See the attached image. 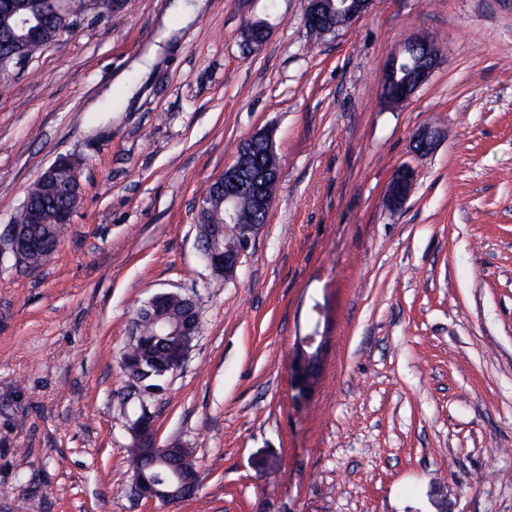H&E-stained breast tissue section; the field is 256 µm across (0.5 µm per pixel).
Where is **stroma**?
<instances>
[{
  "instance_id": "stroma-1",
  "label": "stroma",
  "mask_w": 512,
  "mask_h": 512,
  "mask_svg": "<svg viewBox=\"0 0 512 512\" xmlns=\"http://www.w3.org/2000/svg\"><path fill=\"white\" fill-rule=\"evenodd\" d=\"M304 0H126L0 75V233L58 157L82 198L48 261L0 257V512H512V0H375L323 41ZM269 38L247 50L245 21ZM440 62L381 97L404 42ZM437 149L416 154L423 125ZM269 129L267 221L236 277L198 202ZM415 172L401 211L384 193ZM200 333L149 403L192 449L183 502L130 493L120 367L138 307ZM325 338L294 388L298 337ZM420 50L422 53L421 66L417 71V75L412 83L406 84L398 89V94L395 96H386L384 101L390 105L404 104L412 98L416 91L428 80L429 76L436 68L438 64V49L435 44L425 37L414 38L406 43L401 51L396 53L389 61L386 67V78L385 82L387 86H390L392 81L395 80V70L397 63L401 58L406 56L410 49ZM397 83V82H396ZM395 83V84H396ZM383 84L382 96L389 90H397L393 86L387 87ZM63 165H69L71 167V173L73 179L80 183L79 175H78V161L71 156H61L59 157L53 164H51L48 168H46L42 173L46 176V178L50 177L53 172L56 170L54 176V182L58 185H64L70 182L71 174L66 167H60Z\"/></svg>"
}]
</instances>
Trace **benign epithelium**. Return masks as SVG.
Returning <instances> with one entry per match:
<instances>
[{
	"instance_id": "1",
	"label": "benign epithelium",
	"mask_w": 512,
	"mask_h": 512,
	"mask_svg": "<svg viewBox=\"0 0 512 512\" xmlns=\"http://www.w3.org/2000/svg\"><path fill=\"white\" fill-rule=\"evenodd\" d=\"M305 2V26L315 28L322 21L325 0ZM340 2L344 4L341 8V23L331 28L333 32L353 24L366 15L374 0ZM123 4L124 0H88L86 17H103L121 8ZM44 14H52L59 18L60 31L73 29L65 0H0V15L13 20L16 26L33 34L38 33L33 24ZM241 37L244 45L259 49L267 41L268 29L261 22L249 21L243 26ZM413 48L422 53L421 66L413 82L398 89L397 95L384 97V101L390 105H400L410 100L438 64V49L435 44L425 37L414 38L389 61L386 67V84L389 85L395 80L397 63ZM438 143L439 133L431 126L418 129L412 139L414 151L422 155L433 152ZM280 167L272 134L263 130L241 142L234 162L216 178V187H224V222L213 225L209 240L197 242V249L210 269H223L226 278L237 275L238 269L242 266V259L261 229L259 224H243L239 221L240 198L245 195L253 208L265 210L266 186L278 181ZM414 180L415 173L408 166H401L395 171L386 189V202L390 209L396 211L405 206L411 195ZM18 230L19 225L13 224L5 236H0L1 255L9 252L17 258L20 257ZM199 330L200 319L196 317L180 325L173 333L175 341L168 352L167 376H174L182 368ZM323 347L324 341L319 339L317 326L308 335L299 338L295 351L294 375L303 394L315 389L324 356ZM125 428L136 445H156L154 414L146 402H141L139 412L127 418ZM132 489L135 496L141 499L171 500L172 492L143 473L136 476Z\"/></svg>"
}]
</instances>
